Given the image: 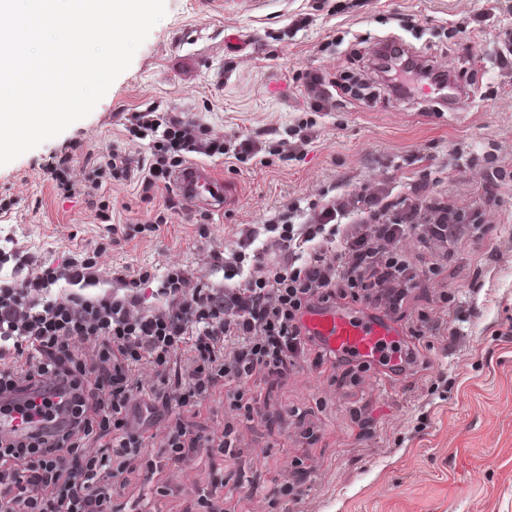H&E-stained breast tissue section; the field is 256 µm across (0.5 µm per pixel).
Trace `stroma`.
Segmentation results:
<instances>
[{
    "instance_id": "obj_1",
    "label": "stroma",
    "mask_w": 512,
    "mask_h": 512,
    "mask_svg": "<svg viewBox=\"0 0 512 512\" xmlns=\"http://www.w3.org/2000/svg\"><path fill=\"white\" fill-rule=\"evenodd\" d=\"M166 15L94 110L59 136L0 166V244L63 255L96 239L81 200L60 198L42 168L125 138L123 117L149 105L206 123L217 136L267 146L303 123L311 143L296 158L210 164L224 181L211 214L212 245L232 249L241 229L287 206L356 211L360 195L407 193L426 182L465 224L453 253L402 242L421 275L404 317L429 312L448 333L429 343L400 336L405 369L381 362L336 368L307 361L261 384L266 404L241 430L243 453L224 477L253 473L259 493L288 480L308 491L307 512H512V0H165ZM412 49L431 71L470 87L465 111L444 108L430 86L399 97L373 70L381 42ZM338 83L329 111L314 109L307 77ZM117 220L143 224L155 207L132 187L106 191ZM199 261L195 226L175 219L99 259L166 268ZM305 415L303 439L289 417Z\"/></svg>"
}]
</instances>
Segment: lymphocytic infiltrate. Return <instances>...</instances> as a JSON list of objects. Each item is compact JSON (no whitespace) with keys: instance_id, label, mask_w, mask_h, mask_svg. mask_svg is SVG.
<instances>
[{"instance_id":"obj_1","label":"lymphocytic infiltrate","mask_w":512,"mask_h":512,"mask_svg":"<svg viewBox=\"0 0 512 512\" xmlns=\"http://www.w3.org/2000/svg\"><path fill=\"white\" fill-rule=\"evenodd\" d=\"M126 120L128 142L85 153L84 180L66 178L68 154L43 169L60 196L95 209L106 226L100 241L59 261L0 251V268L12 267L0 278V399L34 386L67 395L60 423L0 437V512H162L173 490L155 475L190 470L203 453L210 480L191 488L184 512H223V461L237 456L238 424L259 416L258 383L288 379L311 353L341 363L308 335L304 314L347 303L392 317L416 285L398 243L461 232L418 184L394 199L362 196L359 219L328 205L301 222L294 206L246 229L236 249L208 247L220 287L184 266L159 273L125 264L100 276L99 253L161 234L184 211L168 190L178 168L198 155L240 160L255 151L252 141L211 136L199 120L155 105ZM110 185L134 186L148 202L167 194L152 220L121 229L99 196ZM219 397L227 421L215 433L196 417ZM135 473L151 488L133 498Z\"/></svg>"}]
</instances>
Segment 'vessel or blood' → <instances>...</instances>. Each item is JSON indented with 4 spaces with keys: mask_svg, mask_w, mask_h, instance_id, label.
<instances>
[{
    "mask_svg": "<svg viewBox=\"0 0 512 512\" xmlns=\"http://www.w3.org/2000/svg\"><path fill=\"white\" fill-rule=\"evenodd\" d=\"M173 185L187 200L190 207L204 206L208 200L221 199L224 183L214 169L205 163L190 162L173 175ZM303 323L310 335L333 353L361 360H372L388 353L397 327L388 320L360 317L337 309L309 312ZM39 389H31L15 400L10 409H0V432H35L44 428L39 410L47 399ZM59 402V395L49 397Z\"/></svg>",
    "mask_w": 512,
    "mask_h": 512,
    "instance_id": "b4317fda",
    "label": "vessel or blood"
}]
</instances>
